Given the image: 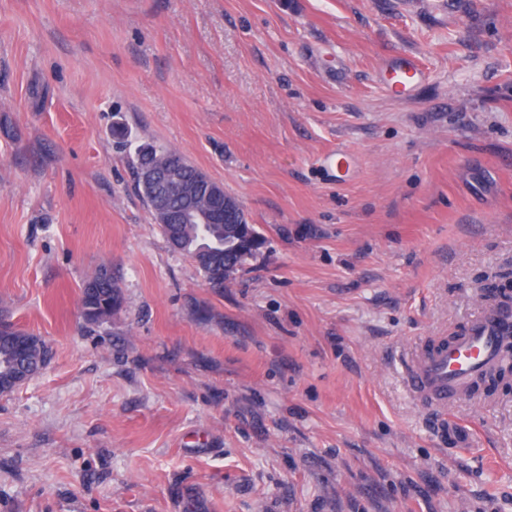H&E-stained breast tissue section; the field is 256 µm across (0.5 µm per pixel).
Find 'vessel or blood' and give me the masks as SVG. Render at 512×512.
Here are the masks:
<instances>
[{"label":"vessel or blood","instance_id":"obj_1","mask_svg":"<svg viewBox=\"0 0 512 512\" xmlns=\"http://www.w3.org/2000/svg\"><path fill=\"white\" fill-rule=\"evenodd\" d=\"M390 88L403 95L421 79L423 70L410 56L387 65ZM512 334V319L482 314L452 344L405 361L403 371L414 395L431 411H442L465 396L474 381L494 371L506 357L504 341Z\"/></svg>","mask_w":512,"mask_h":512}]
</instances>
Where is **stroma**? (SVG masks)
I'll use <instances>...</instances> for the list:
<instances>
[{"label": "stroma", "instance_id": "stroma-1", "mask_svg": "<svg viewBox=\"0 0 512 512\" xmlns=\"http://www.w3.org/2000/svg\"><path fill=\"white\" fill-rule=\"evenodd\" d=\"M143 143L263 237L224 288L160 233ZM511 268L512 0H0V316L49 347L0 394V512H512V379L441 416L400 369ZM387 68L391 91L398 96L411 90L423 75L420 64L410 56H400L392 59ZM168 153H174L178 155V158L181 162L183 169L182 173L180 174L181 179L195 178L196 176L199 175L200 170L197 167H195L192 163H190L182 153L162 146L145 144L138 147V149L135 151V158L133 159V163L137 169L138 176L139 171L146 164H160L164 162L166 155ZM149 155H152V157L149 158ZM139 178L146 188L153 191L154 187L157 184L167 183L171 178V174L168 170L164 168H159L154 165H151L145 167L140 172ZM108 270L102 269L88 279L80 290V306L88 325L109 321L123 306L124 296L119 281L111 277L103 283Z\"/></svg>", "mask_w": 512, "mask_h": 512}]
</instances>
